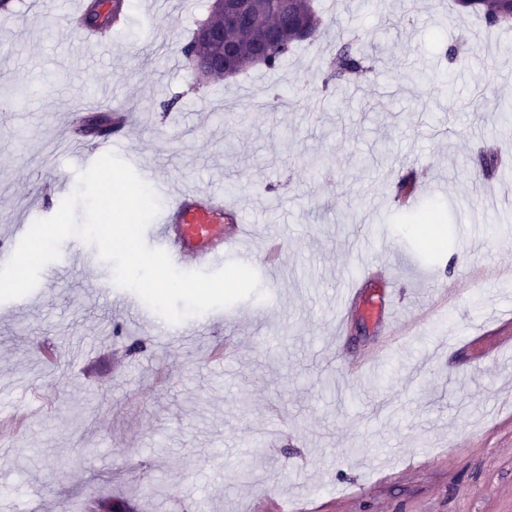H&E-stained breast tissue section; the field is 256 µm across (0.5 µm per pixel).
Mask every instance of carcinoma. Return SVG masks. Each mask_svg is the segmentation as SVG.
Instances as JSON below:
<instances>
[{"label":"carcinoma","mask_w":512,"mask_h":512,"mask_svg":"<svg viewBox=\"0 0 512 512\" xmlns=\"http://www.w3.org/2000/svg\"><path fill=\"white\" fill-rule=\"evenodd\" d=\"M101 0H92L87 6L83 23L87 27L106 29L120 22L122 8L115 3L112 10L101 14ZM315 0H253V14L250 29L247 31L226 28L224 39L235 47V69L244 73L260 63L266 69L274 71L288 58V54L298 44L312 41L318 36L321 18L314 6ZM464 10L476 12L484 19L489 28H499L512 22V0H455ZM179 52L189 64L190 69L202 68L207 64L209 48L191 36L178 47ZM372 57L354 44V41H341L327 61L329 78L336 81H348L352 77L363 76L374 71ZM497 125L500 129H512V102L501 100L497 107ZM512 163V156L499 151V147L487 149L479 159L483 172L493 174L502 171ZM422 236L427 246L435 251L439 248L436 239L439 227L433 219L420 218ZM92 502L94 512H133V508L121 499L110 498L95 491L85 495Z\"/></svg>","instance_id":"cac0c4a2"}]
</instances>
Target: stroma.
Segmentation results:
<instances>
[{
    "mask_svg": "<svg viewBox=\"0 0 512 512\" xmlns=\"http://www.w3.org/2000/svg\"><path fill=\"white\" fill-rule=\"evenodd\" d=\"M75 2L13 0L0 20V108L13 109L0 123V241L73 192L89 163L67 146V119L102 83L136 108L118 157L173 190L234 185L251 247H285L275 269L252 261L261 294L233 304L223 338L237 353L220 368L212 338L160 344L94 297L93 267L60 266L0 302V406L21 422L0 431V512H77L91 488L138 512H274L276 493L299 512H512V173L486 178L498 195L487 221L464 219L496 102L512 98V28L453 0H338L321 42L277 71L199 86L170 54L210 0H123V23L97 37H50ZM340 33L360 36L375 72L324 97ZM412 70L431 81L406 83ZM280 90L287 106L268 109ZM405 174L414 204L399 208ZM429 210L444 222L434 254L417 226ZM360 253L388 274L364 286L337 339ZM438 282L448 294L416 339L365 378L337 373L331 358L353 362L385 334L372 302L413 306Z\"/></svg>",
    "mask_w": 512,
    "mask_h": 512,
    "instance_id": "obj_1",
    "label": "stroma"
}]
</instances>
